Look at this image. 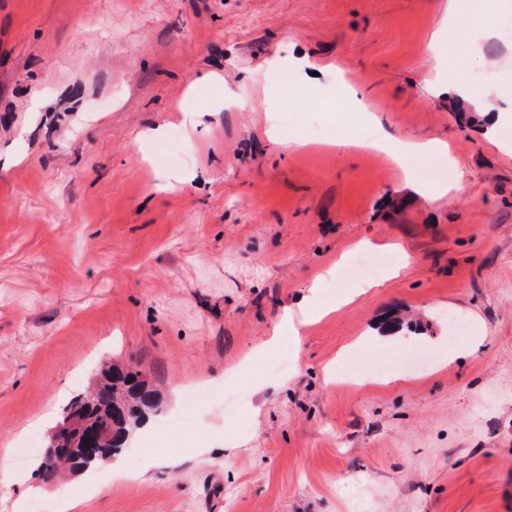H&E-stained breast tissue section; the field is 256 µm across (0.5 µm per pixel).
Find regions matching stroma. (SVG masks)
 Listing matches in <instances>:
<instances>
[{"label": "stroma", "instance_id": "obj_1", "mask_svg": "<svg viewBox=\"0 0 512 512\" xmlns=\"http://www.w3.org/2000/svg\"><path fill=\"white\" fill-rule=\"evenodd\" d=\"M448 10L0 0V512L36 484L74 512H512V122L484 137L448 95L512 74V47L471 57ZM292 55L318 73L303 95ZM360 99L451 158L405 178L341 147L369 129ZM362 242L406 260L358 296L333 272ZM311 293L324 315L264 353ZM353 352L364 370L328 378ZM110 361L161 395L120 454L150 449L140 478L43 481L64 406ZM192 387L214 392L195 428L158 435Z\"/></svg>", "mask_w": 512, "mask_h": 512}]
</instances>
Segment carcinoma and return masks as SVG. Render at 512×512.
<instances>
[{
  "label": "carcinoma",
  "instance_id": "carcinoma-1",
  "mask_svg": "<svg viewBox=\"0 0 512 512\" xmlns=\"http://www.w3.org/2000/svg\"><path fill=\"white\" fill-rule=\"evenodd\" d=\"M158 406V395L143 373L121 363L101 368L94 378V390L87 396H77L63 409V413L88 414L101 426L112 431V439L105 442L100 454L86 460L74 461L71 436L56 438L57 452L53 463L41 459L39 471L45 480L56 477L63 468L87 470L103 464L118 455L131 433L141 427Z\"/></svg>",
  "mask_w": 512,
  "mask_h": 512
}]
</instances>
